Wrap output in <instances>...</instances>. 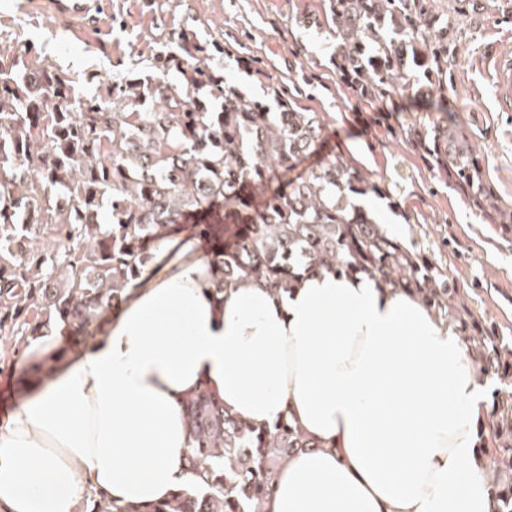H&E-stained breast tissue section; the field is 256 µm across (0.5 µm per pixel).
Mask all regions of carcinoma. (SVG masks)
I'll return each mask as SVG.
<instances>
[{
  "mask_svg": "<svg viewBox=\"0 0 512 512\" xmlns=\"http://www.w3.org/2000/svg\"><path fill=\"white\" fill-rule=\"evenodd\" d=\"M329 57L358 98L382 101L410 86L426 91L411 112L431 124L401 125L429 168L448 178L491 223L512 233V212L494 207L482 160L448 105L456 61L455 23L430 0H322ZM224 44L183 36L157 52L143 75L132 69L104 96H77L63 74L19 77L0 61V331L43 336L63 324L90 328L126 297L175 232L207 241L213 292L261 283L288 292L310 272L363 275L414 293L473 342L483 373L496 377L479 430L491 458L488 512H512V350L461 303L448 272L370 218L364 200L390 198L381 180L329 154L290 178L315 154L324 119L269 84L274 104L205 64ZM176 71L185 93L163 77ZM59 193L64 201L43 206ZM493 208L494 214L488 213ZM57 237L47 242L52 230ZM193 479L166 502L119 509L104 494L91 512H259L274 463L311 447L288 418L250 426L224 411L208 386L183 403Z\"/></svg>",
  "mask_w": 512,
  "mask_h": 512,
  "instance_id": "cac0c4a2",
  "label": "carcinoma"
}]
</instances>
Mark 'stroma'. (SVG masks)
<instances>
[{"mask_svg":"<svg viewBox=\"0 0 512 512\" xmlns=\"http://www.w3.org/2000/svg\"><path fill=\"white\" fill-rule=\"evenodd\" d=\"M52 0H0V53L26 48L22 68L65 73L79 95L105 90L136 63L179 34L214 39L260 60L271 83L285 86L325 121L321 153L351 158L385 180L394 199L381 201L401 224L400 238L446 268L458 299L512 345V234L470 208L436 176L401 134L387 102L360 103L333 70L323 33L322 0H98L84 17L56 11ZM435 13L464 15L448 101L475 153L484 160L498 207H512V83L499 82L489 61L512 50V0H433ZM29 340L0 336V422L18 405V380Z\"/></svg>","mask_w":512,"mask_h":512,"instance_id":"35a3bbf8","label":"stroma"}]
</instances>
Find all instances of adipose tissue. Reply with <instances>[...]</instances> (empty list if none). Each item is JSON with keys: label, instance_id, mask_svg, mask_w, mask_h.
<instances>
[{"label": "adipose tissue", "instance_id": "adipose-tissue-1", "mask_svg": "<svg viewBox=\"0 0 512 512\" xmlns=\"http://www.w3.org/2000/svg\"><path fill=\"white\" fill-rule=\"evenodd\" d=\"M197 240H168L101 324L64 353L32 342L24 398L0 427V504L119 507L191 479L183 403L208 384L255 427L291 416L311 440L272 474L262 512H487L478 431L492 388L456 328L410 293L313 273L281 294L212 292Z\"/></svg>", "mask_w": 512, "mask_h": 512}]
</instances>
